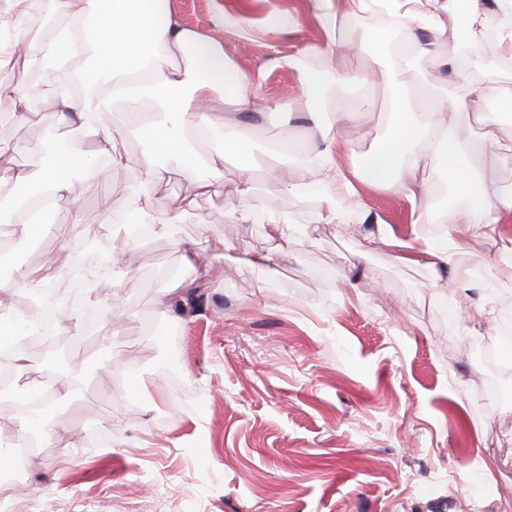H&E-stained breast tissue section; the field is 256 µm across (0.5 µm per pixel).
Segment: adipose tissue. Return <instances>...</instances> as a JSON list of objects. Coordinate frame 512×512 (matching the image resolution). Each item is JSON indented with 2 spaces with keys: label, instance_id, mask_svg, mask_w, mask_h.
<instances>
[{
  "label": "adipose tissue",
  "instance_id": "1",
  "mask_svg": "<svg viewBox=\"0 0 512 512\" xmlns=\"http://www.w3.org/2000/svg\"><path fill=\"white\" fill-rule=\"evenodd\" d=\"M376 1L398 17L402 36L394 38L388 28L369 34L374 54L391 58L389 66L373 72L372 77L392 83L407 105L394 113L390 131L364 152L357 166L343 163L342 157L364 112H344L345 123L336 136L314 133L294 166L290 188L320 190L324 206L319 219L325 224L340 223L345 212L356 210L366 223L374 225L377 234H387L386 219L369 210L362 199L361 188L366 185L405 199L411 206V223H420L423 213L429 212L438 224L471 225L476 235L500 239L492 259H479L478 265L488 267L492 275L512 279V238L498 234L499 225L512 222V183L496 195H486L476 187L480 171L474 164L484 140L493 137L499 115L488 111L483 83L472 80L457 64L460 57L480 54L481 41L453 23L460 4L473 20L493 22L499 56L511 61L512 0H356V4L365 10ZM54 5L72 20L70 33L62 38L32 29L28 23L30 0H12L11 43L8 49L0 48V118L22 121L32 101H40L56 110L59 122L77 126L93 149L73 147L54 166L32 173L19 170L9 179H0V222L12 225L18 237H45L53 234L54 227L40 223L33 214L18 220L11 205L16 185L38 181L46 198L56 200L77 195L73 170H81L87 178L106 179L107 171L98 163L110 145L102 125L106 101L132 105L148 95L160 101V112L145 127L150 147L142 165L149 183L192 165L194 156L184 133L190 127L204 128L203 111L214 97L241 111L272 104L260 92L259 75L234 67L223 45L187 27L170 9L169 0H54ZM308 7L321 23L324 37L298 53L278 56L275 65L280 69L297 71L305 59L349 53L360 43L349 13L339 11L336 0H308ZM37 56L55 70L48 89L39 94L18 87L10 78L17 62ZM178 57L184 58V66L175 65ZM422 62L434 70L453 66L457 82L466 88L465 95H456L447 85L426 77L421 88L406 85L404 75ZM452 111L465 114V127H449ZM429 162L445 172L453 189L465 197V206L434 209L431 186L414 176ZM204 168V174L175 208L151 210L136 205L130 223L107 224L114 263L125 264L137 244L130 234L131 224L151 225L157 237L170 235L173 225L182 223L189 213L195 197L213 191L215 180L224 177V166L210 159ZM237 181L248 201L235 213L236 223L252 224L262 215L278 224L288 223L287 214L274 210L269 200L251 201L249 169H239ZM461 250V244L445 234L426 241L420 249L407 244L404 259L451 273L458 287L469 289L473 269L458 263ZM46 284V278L22 271L0 287V339L17 343L24 336L20 315L16 306L7 302V294L39 290Z\"/></svg>",
  "mask_w": 512,
  "mask_h": 512
}]
</instances>
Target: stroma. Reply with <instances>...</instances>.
<instances>
[{"mask_svg":"<svg viewBox=\"0 0 512 512\" xmlns=\"http://www.w3.org/2000/svg\"><path fill=\"white\" fill-rule=\"evenodd\" d=\"M170 5L187 27L223 44L235 66L259 74L263 93L278 102L252 118V145L238 156L253 168L255 193L272 197L292 224L235 223L244 198L229 160L223 182L197 198L172 238L139 244L122 272L99 283L94 294L116 315L114 333L105 342L93 332L68 338L86 372L76 385H60L65 403L43 420L48 431L74 427V446L63 453L47 445L29 460L10 512H512V406L487 396L488 374L471 350L498 336L512 281L488 274L476 278L477 292L449 287L447 276L397 262L396 248L371 240L360 214L319 223L321 194L288 191L293 169L270 173L260 146L288 126L297 145L309 138L295 105L303 75L273 65L323 39L307 0ZM221 9L244 12L250 35L219 26ZM275 15L293 23L270 37L264 27ZM380 65L365 44L311 64L361 75L358 83H329L320 125L336 133L337 106L369 100L352 143L358 155L385 135L396 110L395 91L367 79ZM104 110L118 128L101 159L110 182L85 181L76 197L62 198L56 235L29 263L38 270L54 257L58 280L75 241L127 214L120 187L140 179L145 142L122 128L133 113L155 112L154 101ZM50 131L60 148L74 140L43 106L30 109L22 131L0 128V176L41 165L25 143ZM507 155L509 120L478 161L484 193L496 194L512 175L500 166ZM363 195L395 238L408 236V202L369 187ZM202 222L211 226L204 238ZM176 238L209 267L197 280L195 310L177 322L158 305L171 280L191 275ZM268 251L279 273L264 282L243 258ZM479 296L488 320L465 327ZM92 429L103 443L90 444Z\"/></svg>","mask_w":512,"mask_h":512,"instance_id":"obj_1","label":"stroma"}]
</instances>
